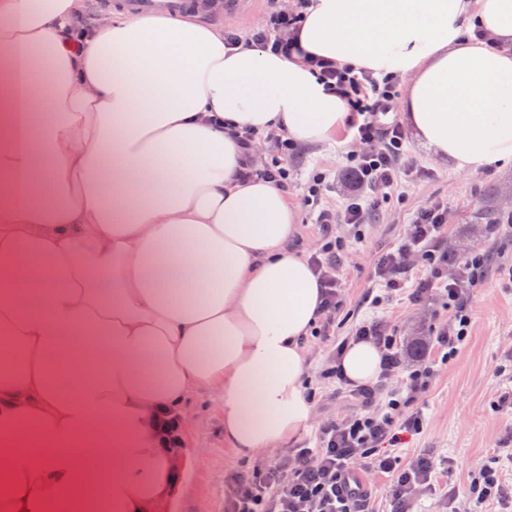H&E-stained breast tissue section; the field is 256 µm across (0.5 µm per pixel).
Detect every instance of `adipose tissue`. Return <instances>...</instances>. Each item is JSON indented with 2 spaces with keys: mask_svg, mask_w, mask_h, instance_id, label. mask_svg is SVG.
<instances>
[{
  "mask_svg": "<svg viewBox=\"0 0 512 512\" xmlns=\"http://www.w3.org/2000/svg\"><path fill=\"white\" fill-rule=\"evenodd\" d=\"M212 8L0 0V512H159L162 419L190 428L197 389L242 458L310 424L319 279L235 136L346 128L306 57L403 78L406 125L456 170L512 165V0H310L287 56L225 47ZM380 364L365 342L341 361L359 386Z\"/></svg>",
  "mask_w": 512,
  "mask_h": 512,
  "instance_id": "obj_1",
  "label": "adipose tissue"
}]
</instances>
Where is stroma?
Instances as JSON below:
<instances>
[{
  "instance_id": "35a3bbf8",
  "label": "stroma",
  "mask_w": 512,
  "mask_h": 512,
  "mask_svg": "<svg viewBox=\"0 0 512 512\" xmlns=\"http://www.w3.org/2000/svg\"><path fill=\"white\" fill-rule=\"evenodd\" d=\"M354 148L352 136L345 130L334 142L299 145L288 156V200L298 206L300 215L294 246L305 256L318 253L324 239L317 212L302 205L305 184L316 171L335 173L336 189L324 193L321 206L339 210L349 180L345 157ZM399 162L419 168V175L400 178L385 195L376 189L365 191L367 211L359 229L343 224L334 227L344 241L337 259L344 304L330 323L327 338L312 337L306 342L309 379L316 390L313 424L272 455L248 460L226 448L224 410L215 394L208 390L191 393L184 407L195 422L191 430L179 431L178 436L185 452L206 449L207 460L202 465L190 462L175 491L177 512H224L230 475L249 466L272 465L293 449L313 445L319 424L345 416L336 383L320 379L319 374L331 340L349 335L355 322L372 315L405 342H431L434 328L446 323L453 312L445 298L435 297L422 305L404 298L375 309L361 305L360 300L376 285L378 256L395 250L417 211L434 202L448 208L441 245L448 253L449 275L462 277L458 261L463 254H482L487 261L481 283L462 294L471 317L470 336L452 360L434 362L432 387L418 401L423 428L417 434H402L395 447L402 462L427 456L438 472L433 486L414 493L407 510L467 512L473 480L484 465L494 462L500 470L503 494L484 503L483 508L485 512H512V454L500 446L512 434V410L497 405L501 392L512 389V281L506 276L512 268V167L490 166L460 173L411 135L405 139ZM489 187L494 190L490 197L484 194ZM488 206L494 207L499 218L493 228L477 219Z\"/></svg>"
}]
</instances>
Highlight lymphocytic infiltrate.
I'll use <instances>...</instances> for the list:
<instances>
[{"instance_id": "obj_1", "label": "lymphocytic infiltrate", "mask_w": 512, "mask_h": 512, "mask_svg": "<svg viewBox=\"0 0 512 512\" xmlns=\"http://www.w3.org/2000/svg\"><path fill=\"white\" fill-rule=\"evenodd\" d=\"M307 6L308 0H295L290 6L285 0H267L263 23L245 36L225 31L224 44L234 47L247 41L278 54L290 53L289 35L300 25ZM308 63L319 80L346 99L355 116L351 123L353 139L365 145L374 142L381 145L375 152L348 155L354 187L393 186L399 174L395 159L404 136L397 123L381 124L378 116L389 111L395 98V77L377 79L318 57L309 58ZM265 138L272 149L250 173L287 188L290 171L286 157L293 143L281 129L267 131ZM447 222L448 209L443 204L419 211L397 249L382 254L375 265L380 287L390 296L402 290L409 272L401 261L402 256L410 252L418 254L421 273L410 301L420 302L436 294L454 301V315L437 332L434 343L445 360L454 356L469 336L471 320L461 295L464 288L476 287L481 282L486 262L481 255L463 256L460 263L469 273L467 281L449 276L448 255L439 248ZM342 249L341 238L326 235L321 254L311 260L320 276L322 311L328 319L335 317L343 306L336 273V256ZM351 338L371 342L379 348L382 369L376 386L350 387L338 364L346 342H336L330 350L329 365L321 376L339 385L354 408L353 414L324 423L319 429L317 447L297 448L275 465L256 466L232 475L224 496V512H370L372 487L359 485L353 479L360 466L390 476L387 495L393 512H401L418 487L436 482L437 469L432 461L418 458L403 466L392 451L400 433H416L422 426L421 415L414 411L413 404L433 381L432 364H409L404 342L376 320L356 324ZM396 379L402 382L398 392L390 387Z\"/></svg>"}]
</instances>
